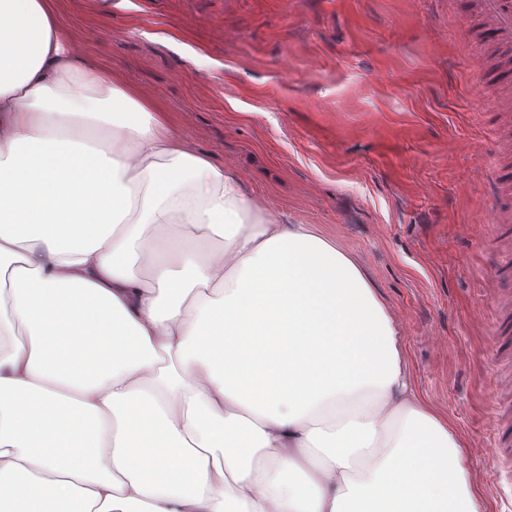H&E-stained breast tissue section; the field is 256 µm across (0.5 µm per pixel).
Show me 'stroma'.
<instances>
[{
  "label": "stroma",
  "instance_id": "1",
  "mask_svg": "<svg viewBox=\"0 0 512 512\" xmlns=\"http://www.w3.org/2000/svg\"><path fill=\"white\" fill-rule=\"evenodd\" d=\"M80 53L167 112L278 224H309L365 271L413 385L463 439L481 512H512V307L494 308L490 146L512 169V89L480 0H53ZM465 15L466 31L454 19Z\"/></svg>",
  "mask_w": 512,
  "mask_h": 512
}]
</instances>
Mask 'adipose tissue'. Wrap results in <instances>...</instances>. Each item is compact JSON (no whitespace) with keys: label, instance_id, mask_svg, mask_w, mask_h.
<instances>
[{"label":"adipose tissue","instance_id":"obj_1","mask_svg":"<svg viewBox=\"0 0 512 512\" xmlns=\"http://www.w3.org/2000/svg\"><path fill=\"white\" fill-rule=\"evenodd\" d=\"M4 306L0 512H480L360 266L101 78L52 0H0Z\"/></svg>","mask_w":512,"mask_h":512}]
</instances>
